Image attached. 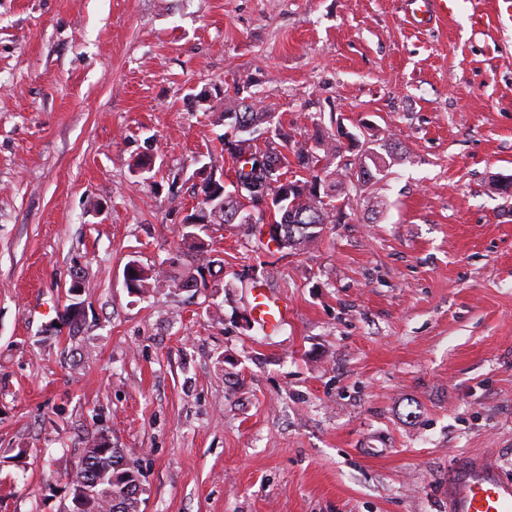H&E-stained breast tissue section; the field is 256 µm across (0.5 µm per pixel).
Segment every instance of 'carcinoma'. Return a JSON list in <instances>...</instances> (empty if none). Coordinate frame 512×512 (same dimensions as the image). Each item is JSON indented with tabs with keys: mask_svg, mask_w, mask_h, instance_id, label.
<instances>
[{
	"mask_svg": "<svg viewBox=\"0 0 512 512\" xmlns=\"http://www.w3.org/2000/svg\"><path fill=\"white\" fill-rule=\"evenodd\" d=\"M251 80L238 81L224 91V126L236 130L235 139H222L224 153L234 161V177L250 186L249 202L272 189V184L284 179L288 186V209L270 215L271 223L282 228L285 247L296 250L316 243L324 225L334 224L336 205L333 200L346 193L343 180L330 169L328 157L340 153L335 138L314 124L313 133L304 141L288 146L283 130L273 131L270 139L260 143L257 134L271 126L274 113L263 105V98L252 90ZM201 183L197 189V208L186 221L184 237L194 246H204L203 235L212 224H232L242 204L237 199L224 200V209L204 212L212 187L225 189L224 182L198 169ZM194 283L195 288L207 287L201 268L187 270L170 277L171 287L180 289L181 282ZM82 463L68 474L71 497L78 498V512H141V472L127 460L121 448L110 446L103 435L85 444Z\"/></svg>",
	"mask_w": 512,
	"mask_h": 512,
	"instance_id": "cac0c4a2",
	"label": "carcinoma"
}]
</instances>
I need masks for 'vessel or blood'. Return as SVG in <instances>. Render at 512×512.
<instances>
[{
    "instance_id": "vessel-or-blood-1",
    "label": "vessel or blood",
    "mask_w": 512,
    "mask_h": 512,
    "mask_svg": "<svg viewBox=\"0 0 512 512\" xmlns=\"http://www.w3.org/2000/svg\"><path fill=\"white\" fill-rule=\"evenodd\" d=\"M453 0H410L411 18L419 24L447 15ZM255 312L261 325L277 329L288 321L290 309L264 286L253 289ZM448 512H512V481L488 465H469L453 475L448 490Z\"/></svg>"
}]
</instances>
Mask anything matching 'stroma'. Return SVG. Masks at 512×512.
<instances>
[{
	"instance_id": "stroma-1",
	"label": "stroma",
	"mask_w": 512,
	"mask_h": 512,
	"mask_svg": "<svg viewBox=\"0 0 512 512\" xmlns=\"http://www.w3.org/2000/svg\"><path fill=\"white\" fill-rule=\"evenodd\" d=\"M405 10L0 0V512H66L100 434L142 512H448L460 464L512 478V10ZM247 78L296 138L361 133L385 175L313 248L215 224L184 250L196 162L233 176L218 115ZM176 253L207 288L128 292V262ZM257 279L290 308L277 333Z\"/></svg>"
}]
</instances>
